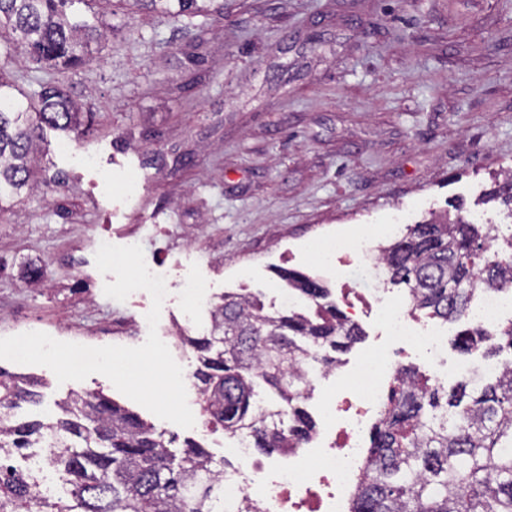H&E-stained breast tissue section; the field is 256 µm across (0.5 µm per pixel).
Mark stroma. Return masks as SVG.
I'll return each instance as SVG.
<instances>
[{
	"label": "stroma",
	"instance_id": "obj_1",
	"mask_svg": "<svg viewBox=\"0 0 512 512\" xmlns=\"http://www.w3.org/2000/svg\"><path fill=\"white\" fill-rule=\"evenodd\" d=\"M92 9L112 33L84 64L8 66L17 88L64 86L96 118L83 139L41 129L33 187L0 213V338L142 345L141 298L104 293L115 277L95 264L103 236L137 238L169 282L202 279L213 297L243 291L271 306L286 288L281 269L316 278L334 301L345 280L369 290L354 258L313 252L328 236L383 245L396 215L507 223L484 197L512 170V0H224L223 11L179 18L128 0ZM32 266L45 285L29 283ZM0 369L42 383L41 404L22 417L47 421L70 391H100L227 454L194 386L185 429L99 373L61 384L40 365L2 359Z\"/></svg>",
	"mask_w": 512,
	"mask_h": 512
}]
</instances>
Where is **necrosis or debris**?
<instances>
[{
	"label": "necrosis or debris",
	"mask_w": 512,
	"mask_h": 512,
	"mask_svg": "<svg viewBox=\"0 0 512 512\" xmlns=\"http://www.w3.org/2000/svg\"><path fill=\"white\" fill-rule=\"evenodd\" d=\"M321 250L332 258L356 256L376 278L384 276L373 254V238L329 239L322 241ZM341 300L348 319L367 309L381 315L392 345L390 357H365L343 376L336 385L327 428L300 447L287 449L280 461L257 459L250 439L238 437L224 463L223 512H348L365 469L363 435L385 411L397 384L395 356L414 348L438 358L448 344L447 328L417 320L408 301L387 289L363 296L347 288ZM468 316L486 330L498 329L512 318V290H484Z\"/></svg>",
	"instance_id": "obj_1"
}]
</instances>
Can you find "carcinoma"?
I'll list each match as a JSON object with an SVG mask.
<instances>
[{
	"label": "carcinoma",
	"mask_w": 512,
	"mask_h": 512,
	"mask_svg": "<svg viewBox=\"0 0 512 512\" xmlns=\"http://www.w3.org/2000/svg\"><path fill=\"white\" fill-rule=\"evenodd\" d=\"M77 2L91 0H0V29H11L29 62L76 67L103 27L96 13L72 10ZM215 2L132 0L173 17L224 9ZM15 51L8 45L0 51V194L18 195L32 177L36 131L47 125L79 132L93 113L49 83L24 103L16 99L5 71ZM494 183L489 199L512 213V171ZM491 249L512 253V235L438 215L407 226L380 255L390 283L404 287L414 310L448 323L467 315L479 287L512 286V267L491 260ZM283 279L312 309L271 311L253 295L226 293L202 333L179 336L196 353L192 377L207 423L250 437L265 453L299 446L314 430L302 407L309 393L303 366L332 367L335 354L363 336L319 281L292 270ZM491 338L490 353L512 354V323L494 336L466 327L455 344L470 353ZM399 382L370 430L373 468L350 512H512V364L493 380L461 381L449 391L409 368L400 370ZM38 386L34 378L0 371V512H218L224 466L201 444L187 439L171 448L165 431L101 392L71 393L48 423L17 417L22 405L40 402ZM262 386L277 399L267 412L257 407ZM34 447L42 449L45 469L66 475L64 494L43 493L39 474L12 463Z\"/></svg>",
	"instance_id": "1"
}]
</instances>
